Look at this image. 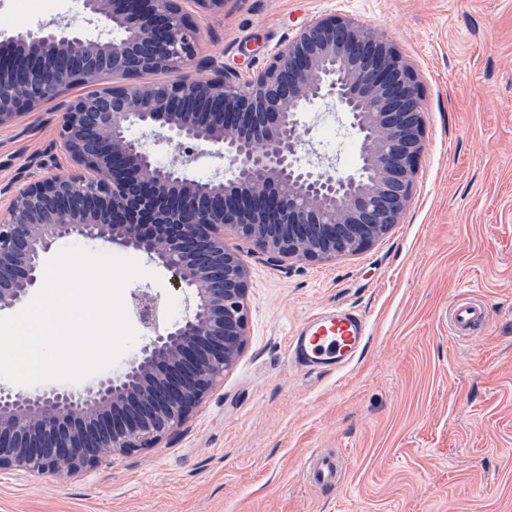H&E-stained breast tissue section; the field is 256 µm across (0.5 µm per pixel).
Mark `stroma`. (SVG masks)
Wrapping results in <instances>:
<instances>
[{"instance_id": "obj_1", "label": "stroma", "mask_w": 512, "mask_h": 512, "mask_svg": "<svg viewBox=\"0 0 512 512\" xmlns=\"http://www.w3.org/2000/svg\"><path fill=\"white\" fill-rule=\"evenodd\" d=\"M198 57L241 77L313 17L385 31L418 75L425 144L413 202L370 248L329 261L249 266L248 344L237 365L154 448L66 480L0 471V512H512V0H226L188 4ZM82 22L80 0H38L18 16L0 0V41ZM83 23V22H82ZM333 105L303 116L298 157L320 156ZM55 122L0 126V185L37 152L72 170ZM489 315L448 332L459 298ZM348 307L370 333L340 373L292 364L287 346L312 314ZM328 456L338 484L306 461ZM308 479L320 486H331L335 483L336 466L326 457L313 459L306 467Z\"/></svg>"}]
</instances>
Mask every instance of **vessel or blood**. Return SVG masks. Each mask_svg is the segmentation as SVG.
Here are the masks:
<instances>
[{
  "label": "vessel or blood",
  "instance_id": "vessel-or-blood-1",
  "mask_svg": "<svg viewBox=\"0 0 512 512\" xmlns=\"http://www.w3.org/2000/svg\"><path fill=\"white\" fill-rule=\"evenodd\" d=\"M488 315L486 304L460 298L453 305L448 328L461 336L483 323ZM368 336L364 318L351 310H325L307 319L293 337L289 351L304 367L315 373L343 368L361 352ZM308 479L320 486L333 485L336 466L327 458L313 459L306 468Z\"/></svg>",
  "mask_w": 512,
  "mask_h": 512
}]
</instances>
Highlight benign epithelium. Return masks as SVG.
Segmentation results:
<instances>
[{
    "mask_svg": "<svg viewBox=\"0 0 512 512\" xmlns=\"http://www.w3.org/2000/svg\"><path fill=\"white\" fill-rule=\"evenodd\" d=\"M183 0H81L104 29L89 36L52 22L0 44V125L54 101L58 143L74 172L26 179L31 157L0 188V312L41 283L45 257L70 238L146 254L193 295L182 317L162 319L160 298L131 293L151 333L123 371L84 393L23 394L0 386V471L69 479L102 462L153 448L182 426L239 361L248 343V264L231 229L272 262L326 261L383 238L409 209L425 141L423 95L413 68L382 32L352 18L302 25L246 81L212 59L203 78L183 74L199 29ZM177 72L172 82L138 79ZM112 77L116 82L103 86ZM92 92L58 101L75 86ZM331 99L359 145L351 173L298 165L302 115ZM139 128L178 152L158 163ZM229 174L188 177L198 148Z\"/></svg>",
    "mask_w": 512,
    "mask_h": 512,
    "instance_id": "benign-epithelium-1",
    "label": "benign epithelium"
}]
</instances>
